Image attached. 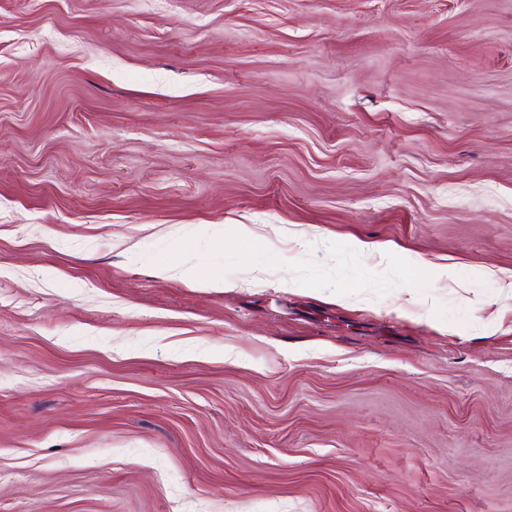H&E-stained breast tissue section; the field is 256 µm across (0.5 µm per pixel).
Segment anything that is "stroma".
Segmentation results:
<instances>
[{"instance_id":"35a3bbf8","label":"stroma","mask_w":512,"mask_h":512,"mask_svg":"<svg viewBox=\"0 0 512 512\" xmlns=\"http://www.w3.org/2000/svg\"><path fill=\"white\" fill-rule=\"evenodd\" d=\"M0 512H512V0H0Z\"/></svg>"}]
</instances>
